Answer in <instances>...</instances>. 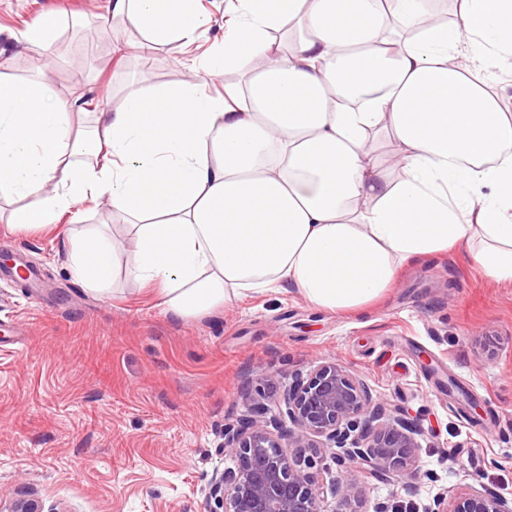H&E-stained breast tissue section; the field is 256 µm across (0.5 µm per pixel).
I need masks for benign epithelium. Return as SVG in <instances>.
Wrapping results in <instances>:
<instances>
[{"instance_id":"1","label":"benign epithelium","mask_w":512,"mask_h":512,"mask_svg":"<svg viewBox=\"0 0 512 512\" xmlns=\"http://www.w3.org/2000/svg\"><path fill=\"white\" fill-rule=\"evenodd\" d=\"M293 429L281 431L282 418ZM420 431L401 409L373 400L367 385L344 365L323 362L297 373L275 405L254 403L224 423V456L207 487L210 512H363L361 488L373 479L415 477ZM349 469L328 504L311 469L325 456ZM0 512H44L39 499L19 496ZM422 512H512V498L463 488L445 493Z\"/></svg>"}]
</instances>
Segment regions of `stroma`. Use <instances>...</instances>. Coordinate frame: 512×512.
Listing matches in <instances>:
<instances>
[{
    "label": "stroma",
    "mask_w": 512,
    "mask_h": 512,
    "mask_svg": "<svg viewBox=\"0 0 512 512\" xmlns=\"http://www.w3.org/2000/svg\"><path fill=\"white\" fill-rule=\"evenodd\" d=\"M226 3L194 0L195 41L144 58L142 33L113 17L109 0H0V77L85 96L87 126L133 84L192 80L220 92L234 75L214 81L197 62L224 38ZM47 14L59 27L46 65L23 34ZM19 205L0 194V253L29 269L23 280L0 268V500L32 493L69 512H209L208 480L229 464L225 420L248 414L254 398L277 401L293 372L325 361L359 375L374 400L407 409L422 433L418 475L371 481L368 501L414 512L467 486L512 498V285L486 279L465 251L405 267L354 313L317 309L282 285L179 320L125 271L100 295L71 274L63 226L122 236L111 207L87 201L61 228L31 233L6 224ZM466 452L473 463L458 469Z\"/></svg>",
    "instance_id": "35a3bbf8"
}]
</instances>
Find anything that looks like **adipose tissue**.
<instances>
[{
	"mask_svg": "<svg viewBox=\"0 0 512 512\" xmlns=\"http://www.w3.org/2000/svg\"><path fill=\"white\" fill-rule=\"evenodd\" d=\"M142 53L194 42L188 0H110ZM232 0L207 62L237 83L128 91L94 130L82 97L0 79V190L10 225L53 226L86 200L130 216L133 250L97 227L73 276L101 293L117 266L164 310L200 317L287 284L329 312L366 308L411 261L466 245L512 284V113L488 90L512 58V0ZM297 35L278 50L273 32Z\"/></svg>",
	"mask_w": 512,
	"mask_h": 512,
	"instance_id": "obj_1",
	"label": "adipose tissue"
}]
</instances>
